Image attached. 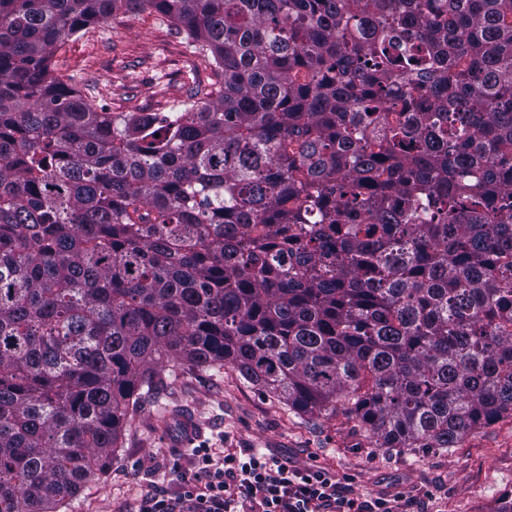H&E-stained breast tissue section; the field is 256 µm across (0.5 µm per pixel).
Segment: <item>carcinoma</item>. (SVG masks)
I'll return each instance as SVG.
<instances>
[{
    "label": "carcinoma",
    "mask_w": 512,
    "mask_h": 512,
    "mask_svg": "<svg viewBox=\"0 0 512 512\" xmlns=\"http://www.w3.org/2000/svg\"><path fill=\"white\" fill-rule=\"evenodd\" d=\"M146 7L214 82L52 74ZM171 363L389 448L512 416V0H0V512H68Z\"/></svg>",
    "instance_id": "cac0c4a2"
}]
</instances>
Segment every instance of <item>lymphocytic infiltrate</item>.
<instances>
[{
  "mask_svg": "<svg viewBox=\"0 0 512 512\" xmlns=\"http://www.w3.org/2000/svg\"><path fill=\"white\" fill-rule=\"evenodd\" d=\"M198 468L175 496L150 494L140 512H416L411 497L352 495L335 474L251 448H194Z\"/></svg>",
  "mask_w": 512,
  "mask_h": 512,
  "instance_id": "lymphocytic-infiltrate-1",
  "label": "lymphocytic infiltrate"
}]
</instances>
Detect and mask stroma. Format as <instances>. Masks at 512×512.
<instances>
[{
  "mask_svg": "<svg viewBox=\"0 0 512 512\" xmlns=\"http://www.w3.org/2000/svg\"><path fill=\"white\" fill-rule=\"evenodd\" d=\"M52 68L109 112L155 106L160 77L171 102L185 99L190 79L214 78L185 37L150 10L118 14L69 38ZM164 412L194 416L200 444L255 448L301 467L315 462L358 495H413L426 512H494L512 499V416L468 433L453 448H382L344 411L301 414L231 368L170 365L132 412L117 459L105 477L85 485L72 512H135L146 491L180 489L195 462L190 449L166 443Z\"/></svg>",
  "mask_w": 512,
  "mask_h": 512,
  "instance_id": "35a3bbf8",
  "label": "stroma"
}]
</instances>
